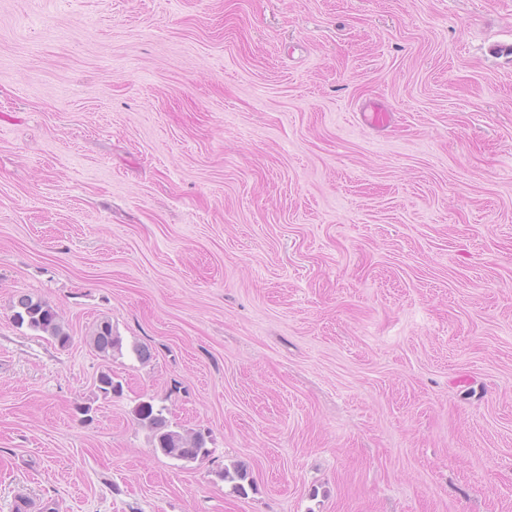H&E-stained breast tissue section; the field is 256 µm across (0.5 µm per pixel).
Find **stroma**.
Masks as SVG:
<instances>
[{"mask_svg": "<svg viewBox=\"0 0 512 512\" xmlns=\"http://www.w3.org/2000/svg\"><path fill=\"white\" fill-rule=\"evenodd\" d=\"M23 293L69 347L13 322ZM105 318L150 360L95 351ZM142 401L209 457L157 453ZM22 499L512 512V0H0V512Z\"/></svg>", "mask_w": 512, "mask_h": 512, "instance_id": "35a3bbf8", "label": "stroma"}]
</instances>
